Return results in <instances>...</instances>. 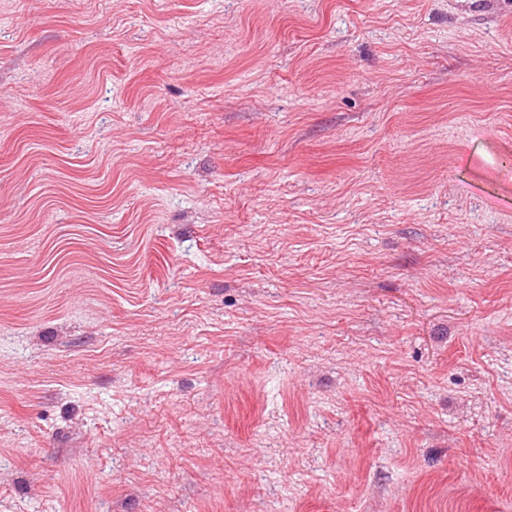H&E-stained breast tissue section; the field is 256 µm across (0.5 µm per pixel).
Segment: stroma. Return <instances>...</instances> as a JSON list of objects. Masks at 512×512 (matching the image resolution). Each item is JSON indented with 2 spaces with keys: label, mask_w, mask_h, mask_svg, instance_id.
Segmentation results:
<instances>
[{
  "label": "stroma",
  "mask_w": 512,
  "mask_h": 512,
  "mask_svg": "<svg viewBox=\"0 0 512 512\" xmlns=\"http://www.w3.org/2000/svg\"><path fill=\"white\" fill-rule=\"evenodd\" d=\"M0 512H512V0H0Z\"/></svg>",
  "instance_id": "obj_1"
}]
</instances>
